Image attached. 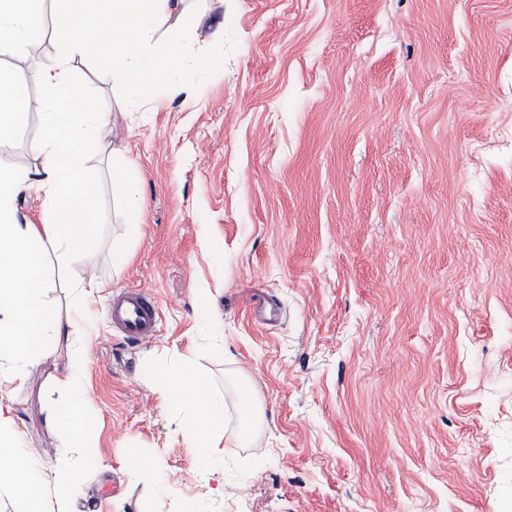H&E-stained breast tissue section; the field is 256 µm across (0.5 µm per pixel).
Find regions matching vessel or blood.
Wrapping results in <instances>:
<instances>
[{"instance_id": "obj_1", "label": "vessel or blood", "mask_w": 512, "mask_h": 512, "mask_svg": "<svg viewBox=\"0 0 512 512\" xmlns=\"http://www.w3.org/2000/svg\"><path fill=\"white\" fill-rule=\"evenodd\" d=\"M110 314L114 327L131 342L154 336L159 326V303L144 288H127L114 295Z\"/></svg>"}]
</instances>
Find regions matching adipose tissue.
Returning <instances> with one entry per match:
<instances>
[{
    "label": "adipose tissue",
    "mask_w": 512,
    "mask_h": 512,
    "mask_svg": "<svg viewBox=\"0 0 512 512\" xmlns=\"http://www.w3.org/2000/svg\"><path fill=\"white\" fill-rule=\"evenodd\" d=\"M184 0H54L55 32L61 53L31 75L41 90L31 101L14 75L0 68V142L28 121L32 108L45 112V138L39 168L18 173L0 165V401L9 398L24 369L46 337H79L78 325L63 328L43 301L48 284L45 258L57 254L72 261L97 244L94 226L100 182L86 165L88 149L102 145L111 127L109 113L96 109L70 81L75 57L100 61L119 76L131 96L160 84L172 94L169 77L192 52L183 38L195 22ZM40 0H0V56L21 57L37 41L34 24ZM171 40L166 54L151 42L159 30ZM39 192L48 207L43 224L18 223L14 204L27 190ZM163 403L180 422L184 443L197 451L204 470L223 467L216 438L228 423L223 396L189 363L153 371ZM12 417L0 413V483H7L17 512H44L42 491L68 488L53 470L36 468L19 446Z\"/></svg>",
    "instance_id": "adipose-tissue-1"
}]
</instances>
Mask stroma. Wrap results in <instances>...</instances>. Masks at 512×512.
<instances>
[{
	"label": "stroma",
	"mask_w": 512,
	"mask_h": 512,
	"mask_svg": "<svg viewBox=\"0 0 512 512\" xmlns=\"http://www.w3.org/2000/svg\"><path fill=\"white\" fill-rule=\"evenodd\" d=\"M194 54L128 106L93 59L72 84L109 112L97 248L47 258L43 298L85 333L91 448L48 416L69 346L48 340L10 404L25 451L85 471L46 512H512V0H188ZM44 117L0 144L40 162ZM142 211L112 187V151ZM128 237L124 259L113 238ZM102 289L78 303L70 284ZM149 289L160 331L132 343L108 307ZM268 299L273 324L252 306ZM190 356L237 414L208 476L146 365ZM154 458L128 467L129 450ZM263 422V412L252 399L243 398L239 408L237 436L241 443L251 441L253 435Z\"/></svg>",
	"instance_id": "stroma-1"
}]
</instances>
